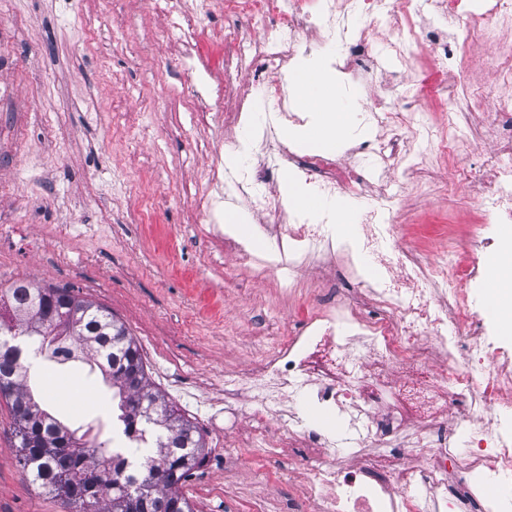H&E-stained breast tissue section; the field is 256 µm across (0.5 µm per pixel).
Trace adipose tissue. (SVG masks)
Listing matches in <instances>:
<instances>
[{
    "instance_id": "ef3b65f1",
    "label": "adipose tissue",
    "mask_w": 512,
    "mask_h": 512,
    "mask_svg": "<svg viewBox=\"0 0 512 512\" xmlns=\"http://www.w3.org/2000/svg\"><path fill=\"white\" fill-rule=\"evenodd\" d=\"M295 83L303 93L305 106L317 114L315 123L304 132L305 140L324 152L335 151L338 134L352 123L351 113L337 107L333 86L317 66L299 68ZM487 282L495 313L512 322V246L492 259Z\"/></svg>"
}]
</instances>
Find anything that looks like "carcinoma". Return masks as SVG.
I'll use <instances>...</instances> for the list:
<instances>
[{"label": "carcinoma", "mask_w": 512, "mask_h": 512, "mask_svg": "<svg viewBox=\"0 0 512 512\" xmlns=\"http://www.w3.org/2000/svg\"><path fill=\"white\" fill-rule=\"evenodd\" d=\"M0 305L12 311L9 322L0 323V397L11 402L18 462L31 481L71 512H194L181 486L201 464L205 444L195 426L151 389L125 324L66 288L16 283L0 292ZM17 336L34 338L38 352L57 366L53 345L66 342L74 348L69 361L100 372L112 389L124 436L156 448L143 459L139 476L124 474L125 463L116 456L112 470L97 468L108 441L79 437L41 408L29 385V366L7 346Z\"/></svg>", "instance_id": "carcinoma-1"}]
</instances>
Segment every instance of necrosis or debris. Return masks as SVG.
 Instances as JSON below:
<instances>
[{
    "mask_svg": "<svg viewBox=\"0 0 512 512\" xmlns=\"http://www.w3.org/2000/svg\"><path fill=\"white\" fill-rule=\"evenodd\" d=\"M426 2L447 17V37H428L410 24L412 0H346L341 11L335 0H243L241 9L251 18L276 19L275 33L236 41L225 65L270 73L261 92L266 122L261 127L244 123L243 114L252 110L248 99L239 100L227 122L252 136L283 123L303 124L282 78L308 54L301 40L308 30L318 41L340 47L347 63L339 71L346 74L349 61L371 54V24L387 22L392 50L417 46L447 78L449 89H456L463 59L484 37L473 25L477 10L512 24V0ZM448 105L451 136L426 124L416 139L435 144L443 156L480 145L479 167L458 169L457 175L477 188L485 223L512 222V98L486 113L480 144L457 100L449 99ZM356 151L369 156L368 165L348 169L321 156L300 160L283 147L274 159L320 194L360 202L361 221L344 238L333 227L334 217L287 213V200L268 192L262 176L214 157L207 188L195 200L207 220H215L225 195L234 191L252 210L287 221L263 258L253 256L246 242L225 237L236 266L260 279L274 271L287 273L292 288L309 277L322 280L303 301L296 326L259 336L258 350L235 381L275 385L277 397L263 406L267 413L280 399L313 384V398L347 415L358 433L360 466L354 471L339 466L335 440L296 415L281 421L280 436H261L263 448L299 444L315 460L304 491L289 500L286 512H448L452 487L477 502L478 512H494L481 487L489 480L512 479V415L499 412L512 404V367L496 339L497 323L469 303L468 291L478 285L484 266L460 265L452 255L433 260L400 245L389 220L395 193L385 175L411 169V155L385 154L370 141ZM330 259L348 287L322 279ZM410 396L428 432L407 440L404 400Z\"/></svg>",
    "mask_w": 512,
    "mask_h": 512,
    "instance_id": "1",
    "label": "necrosis or debris"
}]
</instances>
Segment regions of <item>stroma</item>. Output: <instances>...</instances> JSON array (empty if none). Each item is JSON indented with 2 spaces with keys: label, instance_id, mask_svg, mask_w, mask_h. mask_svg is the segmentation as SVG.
I'll return each mask as SVG.
<instances>
[{
  "label": "stroma",
  "instance_id": "35a3bbf8",
  "mask_svg": "<svg viewBox=\"0 0 512 512\" xmlns=\"http://www.w3.org/2000/svg\"><path fill=\"white\" fill-rule=\"evenodd\" d=\"M201 54L211 66L207 118L192 103L195 74L182 61V41L169 26L165 0H0V289L25 281L72 289L125 323L141 347L149 382L200 433L205 460L181 488L195 512H284L299 493L303 448H282L274 460L251 457L288 473L285 483L259 484L224 464V441L248 443L257 433L256 391L241 389L224 404V381L239 369L261 330L287 327L301 301L276 277L233 273L223 240L207 235L194 200L215 153L237 150L264 171L271 190L288 193L284 169L271 166V147L245 140L226 124L238 97L260 101L258 77L242 70L226 80L224 55L237 36L272 33L270 20L240 14L219 0L199 16ZM372 33L373 52L387 79L344 85L328 77L353 115L405 82L407 71ZM507 89L494 73L474 72L460 98L476 94L492 109ZM402 114L404 136L420 122L448 126V94L436 90ZM483 110L470 121L482 128ZM461 152L441 163L436 147L421 153L392 219L402 243L448 248L449 233L466 236L480 210L470 185H452ZM43 408L69 428L111 417L112 391L83 364L32 381ZM237 498L225 500V487ZM0 512H68L36 489L18 463L13 414L0 398Z\"/></svg>",
  "mask_w": 512,
  "mask_h": 512
}]
</instances>
